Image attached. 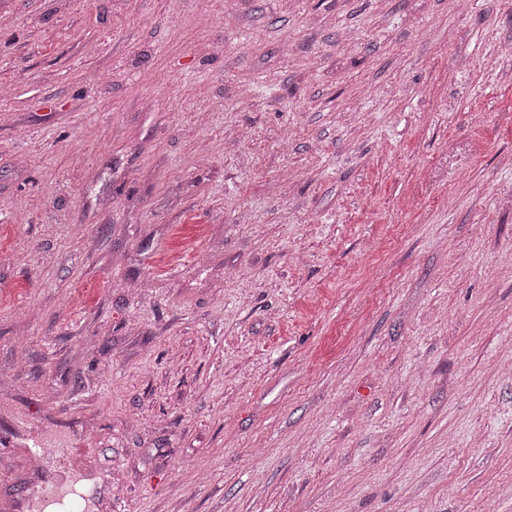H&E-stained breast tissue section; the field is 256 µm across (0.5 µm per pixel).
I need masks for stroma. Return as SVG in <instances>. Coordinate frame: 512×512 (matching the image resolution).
<instances>
[{
  "instance_id": "obj_1",
  "label": "stroma",
  "mask_w": 512,
  "mask_h": 512,
  "mask_svg": "<svg viewBox=\"0 0 512 512\" xmlns=\"http://www.w3.org/2000/svg\"><path fill=\"white\" fill-rule=\"evenodd\" d=\"M512 0H0V512H512Z\"/></svg>"
}]
</instances>
